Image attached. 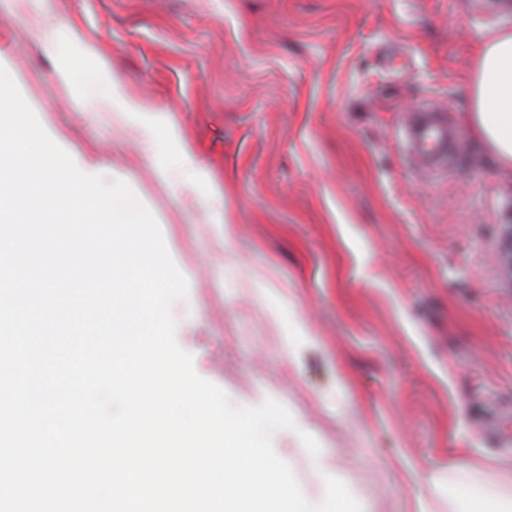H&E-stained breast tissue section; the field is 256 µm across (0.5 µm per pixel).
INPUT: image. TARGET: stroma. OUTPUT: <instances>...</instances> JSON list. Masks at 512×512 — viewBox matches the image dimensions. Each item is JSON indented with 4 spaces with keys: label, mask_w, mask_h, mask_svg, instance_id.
I'll list each match as a JSON object with an SVG mask.
<instances>
[{
    "label": "stroma",
    "mask_w": 512,
    "mask_h": 512,
    "mask_svg": "<svg viewBox=\"0 0 512 512\" xmlns=\"http://www.w3.org/2000/svg\"><path fill=\"white\" fill-rule=\"evenodd\" d=\"M503 2L0 0V66L151 211L188 282L178 345L233 405L290 412L271 443L309 500L333 476L364 512L419 495L448 512L458 461L512 473V173L468 130L432 182L398 140L424 102L462 124L479 46L512 25ZM49 25L93 57L47 47ZM97 66L151 128L92 102ZM292 319L312 331L293 357Z\"/></svg>",
    "instance_id": "35a3bbf8"
}]
</instances>
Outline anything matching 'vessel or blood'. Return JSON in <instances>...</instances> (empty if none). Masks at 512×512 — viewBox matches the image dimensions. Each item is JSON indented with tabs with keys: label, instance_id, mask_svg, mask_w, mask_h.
Masks as SVG:
<instances>
[{
	"label": "vessel or blood",
	"instance_id": "vessel-or-blood-1",
	"mask_svg": "<svg viewBox=\"0 0 512 512\" xmlns=\"http://www.w3.org/2000/svg\"><path fill=\"white\" fill-rule=\"evenodd\" d=\"M400 137L408 159L435 179L446 176L455 156L463 152L462 133L444 109L431 103L423 104L403 123Z\"/></svg>",
	"mask_w": 512,
	"mask_h": 512
}]
</instances>
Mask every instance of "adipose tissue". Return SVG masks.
Segmentation results:
<instances>
[{
  "instance_id": "adipose-tissue-1",
  "label": "adipose tissue",
  "mask_w": 512,
  "mask_h": 512,
  "mask_svg": "<svg viewBox=\"0 0 512 512\" xmlns=\"http://www.w3.org/2000/svg\"><path fill=\"white\" fill-rule=\"evenodd\" d=\"M464 120L501 171L512 173V27L494 29L480 46ZM448 512H512V482L493 487L459 481Z\"/></svg>"
}]
</instances>
